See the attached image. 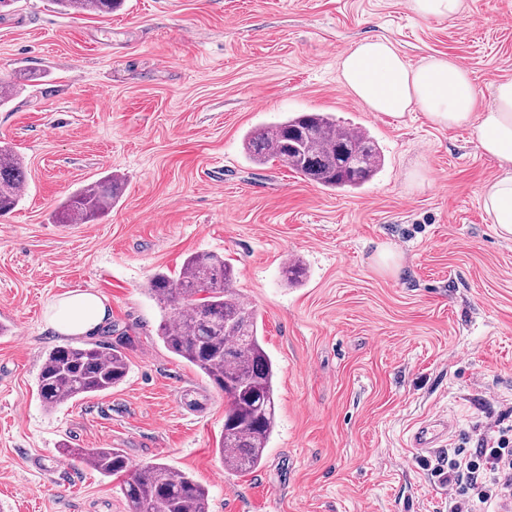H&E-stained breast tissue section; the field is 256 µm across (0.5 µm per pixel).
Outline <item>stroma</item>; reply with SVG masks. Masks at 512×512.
I'll return each instance as SVG.
<instances>
[{
  "label": "stroma",
  "mask_w": 512,
  "mask_h": 512,
  "mask_svg": "<svg viewBox=\"0 0 512 512\" xmlns=\"http://www.w3.org/2000/svg\"><path fill=\"white\" fill-rule=\"evenodd\" d=\"M372 36L420 64L448 56L478 93L512 78V0H462L425 22L410 0H124L110 15L51 0L0 9V143L25 162L22 199L0 217V512H127L116 481L60 450L118 448L209 491V512H448L414 453L411 426L452 420L449 445L512 425V240L479 199L496 173L467 129L369 111L338 58ZM326 112L369 131L382 170L327 190L244 152L251 129ZM118 203L59 224L72 193L107 174ZM399 256L398 272L378 253ZM195 252L225 257L258 312L277 371L263 464L226 471L224 395L157 337L147 285ZM300 259L299 281L283 277ZM76 291L110 309L95 342L129 373L111 391L46 409L43 359L64 336L45 322Z\"/></svg>",
  "instance_id": "stroma-1"
}]
</instances>
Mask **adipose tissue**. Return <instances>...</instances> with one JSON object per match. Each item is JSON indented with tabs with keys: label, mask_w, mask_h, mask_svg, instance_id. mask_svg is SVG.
<instances>
[{
	"label": "adipose tissue",
	"mask_w": 512,
	"mask_h": 512,
	"mask_svg": "<svg viewBox=\"0 0 512 512\" xmlns=\"http://www.w3.org/2000/svg\"><path fill=\"white\" fill-rule=\"evenodd\" d=\"M348 93L370 111L400 119L423 112L430 123L471 128L482 153L497 163V175L480 191V201L497 235L512 239V79L497 82L483 103L470 73L445 56L408 63L389 39L355 43L340 57ZM109 320L104 300L77 292L48 307L47 323L64 336L97 332Z\"/></svg>",
	"instance_id": "adipose-tissue-1"
}]
</instances>
